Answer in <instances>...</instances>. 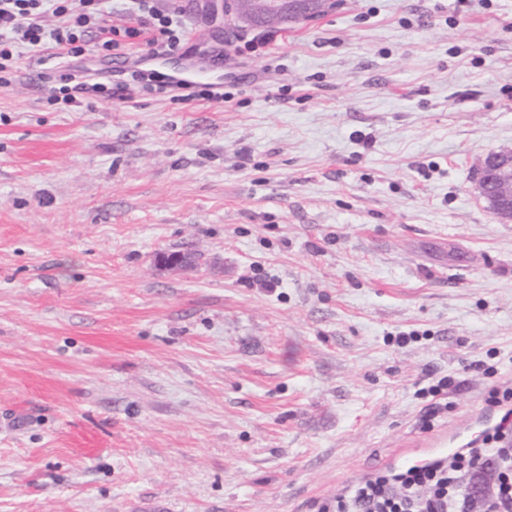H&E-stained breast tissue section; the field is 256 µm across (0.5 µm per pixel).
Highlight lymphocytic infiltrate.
Here are the masks:
<instances>
[{
	"instance_id": "lymphocytic-infiltrate-1",
	"label": "lymphocytic infiltrate",
	"mask_w": 512,
	"mask_h": 512,
	"mask_svg": "<svg viewBox=\"0 0 512 512\" xmlns=\"http://www.w3.org/2000/svg\"><path fill=\"white\" fill-rule=\"evenodd\" d=\"M48 12L57 17V25L44 24ZM129 17L130 25L110 24L103 0H0V87L11 85L21 51L37 56L50 50L58 63L40 72L39 78L57 86L63 102L74 110L115 89L128 97L167 92L170 82L159 80L154 72L135 70L130 77L108 82L102 72L85 65V56H111L126 38H142L150 55L171 56L180 50L182 23L175 12L159 9L157 0H130ZM488 401L506 412L476 446L439 462L396 474L380 472L355 483L337 497L331 512H470L459 480L489 459L497 462V475L494 487L483 497L482 512H512V448L505 445L506 436L512 434V387L491 389Z\"/></svg>"
}]
</instances>
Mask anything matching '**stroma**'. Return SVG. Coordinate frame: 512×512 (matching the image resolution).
<instances>
[{
	"instance_id": "35a3bbf8",
	"label": "stroma",
	"mask_w": 512,
	"mask_h": 512,
	"mask_svg": "<svg viewBox=\"0 0 512 512\" xmlns=\"http://www.w3.org/2000/svg\"><path fill=\"white\" fill-rule=\"evenodd\" d=\"M158 5L228 101L71 112L47 53L0 87V512H323L470 442L512 384L471 367L512 357V222L473 190L512 148V0H328L261 55Z\"/></svg>"
}]
</instances>
